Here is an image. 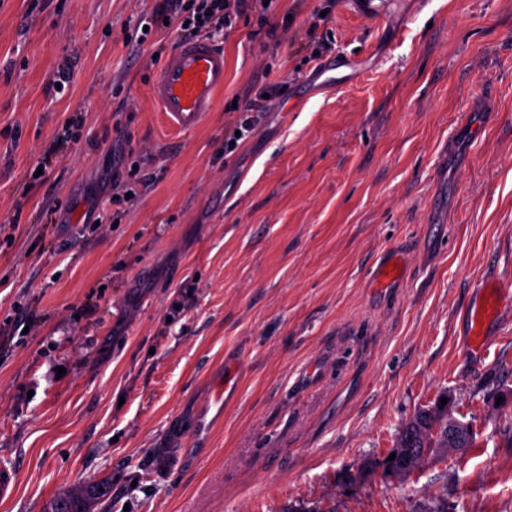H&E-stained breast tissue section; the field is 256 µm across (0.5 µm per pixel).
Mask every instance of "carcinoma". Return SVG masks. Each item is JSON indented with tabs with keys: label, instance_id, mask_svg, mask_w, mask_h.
Instances as JSON below:
<instances>
[{
	"label": "carcinoma",
	"instance_id": "cac0c4a2",
	"mask_svg": "<svg viewBox=\"0 0 512 512\" xmlns=\"http://www.w3.org/2000/svg\"><path fill=\"white\" fill-rule=\"evenodd\" d=\"M473 445L470 431L448 432V412L421 409L399 432L397 447L406 451L404 461L383 459L375 462L387 477L413 471L435 448H469ZM110 487L104 481L80 484L50 500L46 512H109Z\"/></svg>",
	"mask_w": 512,
	"mask_h": 512
}]
</instances>
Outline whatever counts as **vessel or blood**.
<instances>
[{
	"instance_id": "obj_1",
	"label": "vessel or blood",
	"mask_w": 512,
	"mask_h": 512,
	"mask_svg": "<svg viewBox=\"0 0 512 512\" xmlns=\"http://www.w3.org/2000/svg\"><path fill=\"white\" fill-rule=\"evenodd\" d=\"M224 89V50L200 37L177 45L165 59L150 87L165 128L187 132L198 128L211 112L217 96ZM487 308L471 306L468 319L469 349L486 354L487 326L503 308L512 306V292L496 282H482Z\"/></svg>"
}]
</instances>
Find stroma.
Masks as SVG:
<instances>
[{
    "label": "stroma",
    "mask_w": 512,
    "mask_h": 512,
    "mask_svg": "<svg viewBox=\"0 0 512 512\" xmlns=\"http://www.w3.org/2000/svg\"><path fill=\"white\" fill-rule=\"evenodd\" d=\"M155 7L0 0V512H512V312L463 336L512 290V0H272L276 41L244 0L179 134ZM443 395L474 447L363 472ZM480 288H482L483 296L488 297V300H483L482 297L479 303L474 304L466 311L469 336L468 348L474 354L485 356L487 352L485 341L487 327L498 317L503 308H510L512 292L501 288L496 282L489 280L482 282ZM480 305L485 307V311L481 310ZM491 306H494V309H491ZM478 322H482V325L478 326ZM102 488V491H99ZM110 487L104 481L80 484L50 500L46 512H109Z\"/></svg>",
    "instance_id": "1"
}]
</instances>
